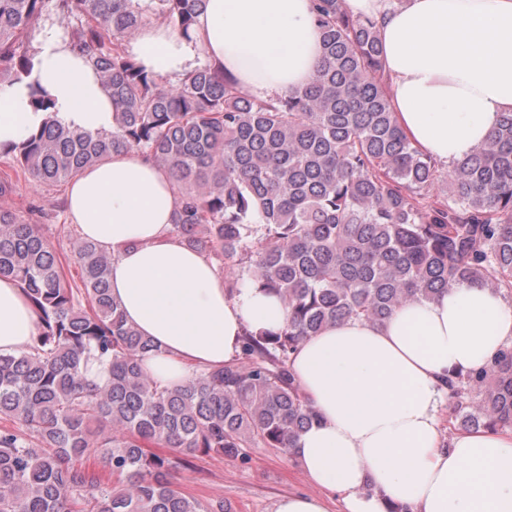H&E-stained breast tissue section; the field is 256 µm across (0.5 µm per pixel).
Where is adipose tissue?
Listing matches in <instances>:
<instances>
[{
  "mask_svg": "<svg viewBox=\"0 0 512 512\" xmlns=\"http://www.w3.org/2000/svg\"><path fill=\"white\" fill-rule=\"evenodd\" d=\"M376 21L391 107L412 145L452 165L512 112V0H345ZM126 54L174 85L197 68L223 70L255 97L301 89L321 58L311 0H206L190 32L150 24L122 40ZM28 74L0 88V143L41 127L32 90L58 119L111 131L120 107L61 24L43 21ZM82 239L112 256L111 296L157 347L142 362L162 385L219 369L245 330H275L288 313L277 296L228 290L214 262L170 233L178 198L167 170L128 150L88 166L65 192ZM37 317L15 281L0 278V355L28 349ZM512 347V305L477 281L453 284L375 326L345 320L305 340L291 371L318 419L295 456L322 496L289 493L275 512H512V433L462 432L443 441L448 379Z\"/></svg>",
  "mask_w": 512,
  "mask_h": 512,
  "instance_id": "1",
  "label": "adipose tissue"
}]
</instances>
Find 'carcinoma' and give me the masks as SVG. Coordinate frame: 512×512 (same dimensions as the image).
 <instances>
[{
  "instance_id": "carcinoma-1",
  "label": "carcinoma",
  "mask_w": 512,
  "mask_h": 512,
  "mask_svg": "<svg viewBox=\"0 0 512 512\" xmlns=\"http://www.w3.org/2000/svg\"><path fill=\"white\" fill-rule=\"evenodd\" d=\"M47 2L0 0V83L30 70L24 37ZM58 2L121 111L112 132L82 133L33 93L45 124L0 154L42 185L140 151L179 189L171 233L245 265L288 322L246 331L223 368L163 386L141 364L155 345L112 300L110 254L78 240L72 287L38 226L0 207V277L24 290L39 325L28 351L0 355V512H231L186 494L170 473L197 452L295 447L316 417L289 367L301 342L344 320L381 324L457 282L512 295V113L438 171L397 124L373 19L344 12L342 0H313L315 75L285 97L257 99L209 66L163 86L125 55L122 38L158 17L189 33L204 0ZM439 182L446 201L431 198ZM104 359L101 385L87 367ZM448 387L478 391L448 422L512 430V348Z\"/></svg>"
}]
</instances>
